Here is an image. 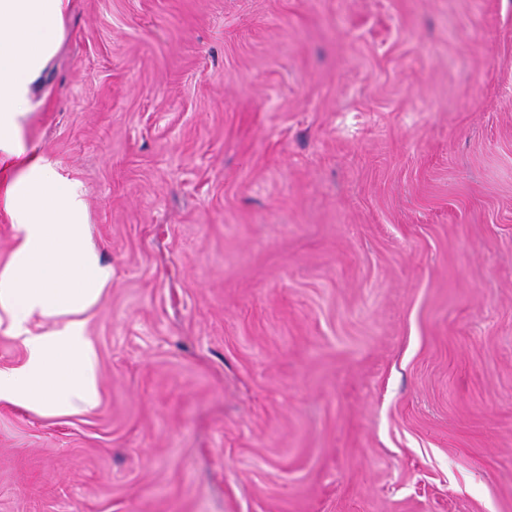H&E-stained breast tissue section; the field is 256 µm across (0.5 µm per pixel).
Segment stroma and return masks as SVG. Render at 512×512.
<instances>
[{
    "mask_svg": "<svg viewBox=\"0 0 512 512\" xmlns=\"http://www.w3.org/2000/svg\"><path fill=\"white\" fill-rule=\"evenodd\" d=\"M27 144L112 277L100 401L0 403V512H512V0H72Z\"/></svg>",
    "mask_w": 512,
    "mask_h": 512,
    "instance_id": "1",
    "label": "stroma"
}]
</instances>
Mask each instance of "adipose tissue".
Segmentation results:
<instances>
[{"instance_id":"ef3b65f1","label":"adipose tissue","mask_w":512,"mask_h":512,"mask_svg":"<svg viewBox=\"0 0 512 512\" xmlns=\"http://www.w3.org/2000/svg\"><path fill=\"white\" fill-rule=\"evenodd\" d=\"M69 3L0 0V207L17 238L0 272V328L25 351L21 365L0 370V402L47 417L85 413L99 403L85 315L111 277L85 235L80 184L24 139L32 88L64 40ZM37 318L53 321V329L34 333Z\"/></svg>"}]
</instances>
